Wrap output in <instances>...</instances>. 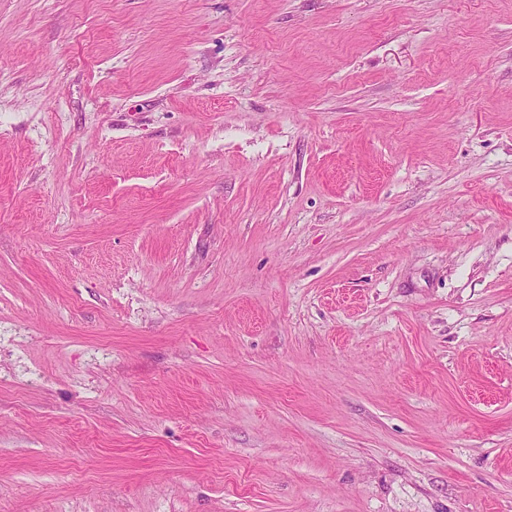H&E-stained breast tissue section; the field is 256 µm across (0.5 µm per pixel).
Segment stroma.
I'll return each instance as SVG.
<instances>
[{
  "label": "stroma",
  "mask_w": 512,
  "mask_h": 512,
  "mask_svg": "<svg viewBox=\"0 0 512 512\" xmlns=\"http://www.w3.org/2000/svg\"><path fill=\"white\" fill-rule=\"evenodd\" d=\"M0 512H512V0H0Z\"/></svg>",
  "instance_id": "obj_1"
}]
</instances>
